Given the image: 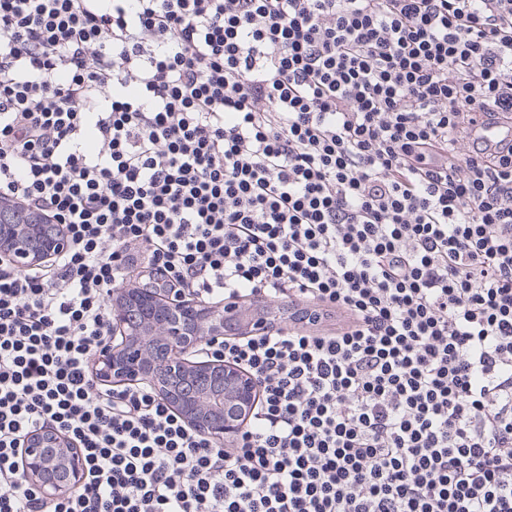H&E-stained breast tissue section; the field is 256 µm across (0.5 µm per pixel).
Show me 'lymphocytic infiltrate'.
Wrapping results in <instances>:
<instances>
[{
	"instance_id": "f902f5d3",
	"label": "lymphocytic infiltrate",
	"mask_w": 512,
	"mask_h": 512,
	"mask_svg": "<svg viewBox=\"0 0 512 512\" xmlns=\"http://www.w3.org/2000/svg\"><path fill=\"white\" fill-rule=\"evenodd\" d=\"M512 0H0V512H512ZM288 318L206 346L227 443L95 379L133 283ZM42 428L82 455L45 499ZM479 138L485 146L494 148L499 145H505L512 141L511 124H491L485 125L480 131ZM0 262L16 269H27L36 262L56 258L68 249L60 229L48 233L44 224L23 223L9 214L0 213ZM22 447V477L37 486L44 496L77 488L82 460L57 432L39 431L28 437Z\"/></svg>"
}]
</instances>
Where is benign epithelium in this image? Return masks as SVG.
Here are the masks:
<instances>
[{"instance_id":"7a95c632","label":"benign epithelium","mask_w":512,"mask_h":512,"mask_svg":"<svg viewBox=\"0 0 512 512\" xmlns=\"http://www.w3.org/2000/svg\"><path fill=\"white\" fill-rule=\"evenodd\" d=\"M68 249L60 229L44 232L0 214V262L27 269ZM112 329L118 345L103 354L104 378L115 383L153 386L195 429L222 442L249 416L256 398L254 377L224 360L201 357V347L224 336V313L156 288H124L113 296ZM22 477L43 495L77 488L82 475L79 454L52 429L26 439Z\"/></svg>"}]
</instances>
